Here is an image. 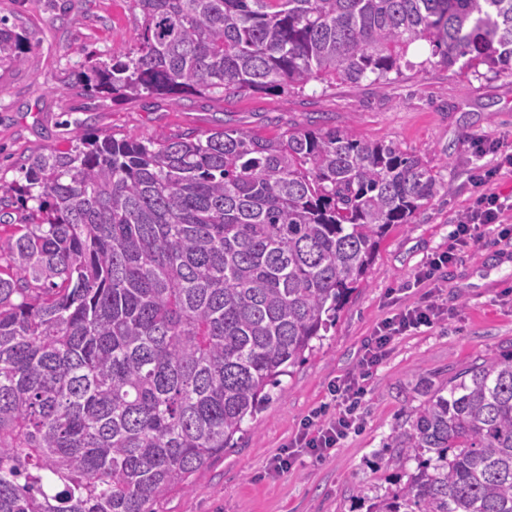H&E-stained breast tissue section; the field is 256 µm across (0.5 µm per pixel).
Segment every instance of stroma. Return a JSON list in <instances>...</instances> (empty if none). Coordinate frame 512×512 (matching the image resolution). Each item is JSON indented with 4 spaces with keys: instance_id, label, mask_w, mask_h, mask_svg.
I'll return each mask as SVG.
<instances>
[{
    "instance_id": "35a3bbf8",
    "label": "stroma",
    "mask_w": 512,
    "mask_h": 512,
    "mask_svg": "<svg viewBox=\"0 0 512 512\" xmlns=\"http://www.w3.org/2000/svg\"><path fill=\"white\" fill-rule=\"evenodd\" d=\"M0 17L32 35L23 62L0 69V187L12 201L2 235L29 221L14 190L24 181L22 165L47 150L72 148L78 126L118 139L223 127L266 136L291 127H335L397 144L438 172L444 188L410 223L390 229L335 325L272 388L236 446L153 509L368 512L376 499L403 486L416 465L408 463L403 472L388 466L389 445L429 391L468 367L512 354V246L496 227H480L476 242L458 247L454 262L439 272L444 319L391 342L365 382L358 429L321 460L290 445L312 410L329 401L330 386L357 371L377 326L420 299L414 274L450 245L476 194L477 167H498L500 156L512 154V73L445 69L431 62L428 43L420 41L408 50L410 68L386 85L313 81L272 95L115 100L84 91L79 76L86 61L106 62L113 50L138 45L142 15L130 0H0ZM478 137L495 144L497 153L476 156L471 141ZM286 450L293 453L291 469L269 476L271 459Z\"/></svg>"
}]
</instances>
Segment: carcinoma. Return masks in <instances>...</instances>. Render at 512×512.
Wrapping results in <instances>:
<instances>
[{
    "instance_id": "1",
    "label": "carcinoma",
    "mask_w": 512,
    "mask_h": 512,
    "mask_svg": "<svg viewBox=\"0 0 512 512\" xmlns=\"http://www.w3.org/2000/svg\"><path fill=\"white\" fill-rule=\"evenodd\" d=\"M132 2L139 45L90 64L89 92L384 85L422 40L448 69L512 70V0ZM30 46L0 18V67ZM75 141L28 161L29 223L0 235V512H153L233 446L442 183L334 127ZM393 443L390 466L417 472L370 512H512V357L448 380Z\"/></svg>"
}]
</instances>
